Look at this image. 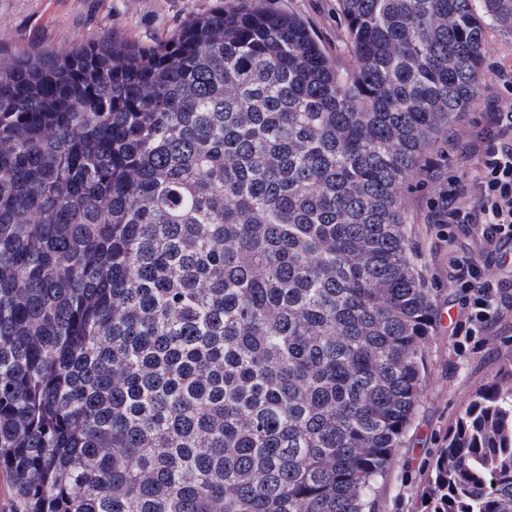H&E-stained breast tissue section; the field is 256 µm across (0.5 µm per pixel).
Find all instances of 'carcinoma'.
<instances>
[{
  "label": "carcinoma",
  "instance_id": "carcinoma-1",
  "mask_svg": "<svg viewBox=\"0 0 512 512\" xmlns=\"http://www.w3.org/2000/svg\"><path fill=\"white\" fill-rule=\"evenodd\" d=\"M264 0L0 62V472L15 512H377L438 320L400 195L512 0ZM416 512H512V359ZM265 3L270 9L300 17L318 36L334 62L351 64L347 25L338 0H266Z\"/></svg>",
  "mask_w": 512,
  "mask_h": 512
}]
</instances>
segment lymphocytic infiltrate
<instances>
[{"instance_id":"obj_1","label":"lymphocytic infiltrate","mask_w":512,"mask_h":512,"mask_svg":"<svg viewBox=\"0 0 512 512\" xmlns=\"http://www.w3.org/2000/svg\"><path fill=\"white\" fill-rule=\"evenodd\" d=\"M471 153L479 160L471 187L452 182L441 189L433 202V221L468 226L496 251L512 244V107L487 114ZM450 268L452 282L471 294L467 335H477L501 310L512 307V282L486 274L474 254L452 256Z\"/></svg>"}]
</instances>
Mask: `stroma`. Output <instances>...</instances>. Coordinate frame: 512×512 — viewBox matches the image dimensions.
Segmentation results:
<instances>
[{
  "instance_id": "35a3bbf8",
  "label": "stroma",
  "mask_w": 512,
  "mask_h": 512,
  "mask_svg": "<svg viewBox=\"0 0 512 512\" xmlns=\"http://www.w3.org/2000/svg\"><path fill=\"white\" fill-rule=\"evenodd\" d=\"M232 0H0V55L21 49L50 51L93 40L112 30L149 44L176 31L190 15ZM270 9L304 20L333 61L351 64L346 21L338 0H266ZM484 78L464 121L441 132L424 150L421 167L401 192L405 234L417 253L416 269L436 300L441 323L426 353V378L402 446L377 485L378 512H416L417 495L429 463L451 421L477 386L512 356V311L488 325L481 336L465 337L456 325L466 301L464 289L449 282L448 253L479 252L486 269L501 273L498 254L483 253L475 234L461 226L431 224L430 204L441 183H469L478 160L466 145L493 105L512 102V33L484 31Z\"/></svg>"
}]
</instances>
